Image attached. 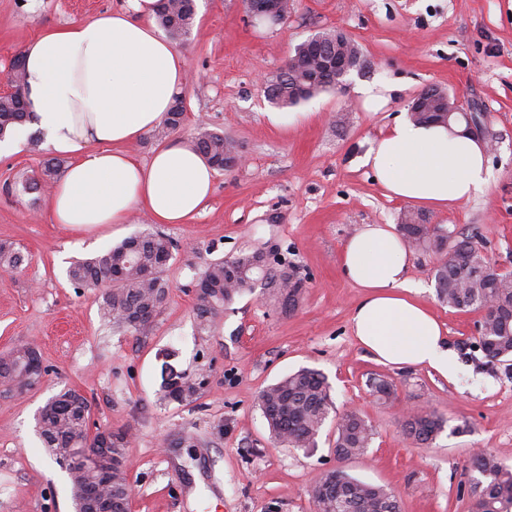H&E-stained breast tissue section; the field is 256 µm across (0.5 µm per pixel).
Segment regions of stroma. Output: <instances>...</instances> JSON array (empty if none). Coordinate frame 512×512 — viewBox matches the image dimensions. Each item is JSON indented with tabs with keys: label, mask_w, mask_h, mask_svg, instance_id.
<instances>
[{
	"label": "stroma",
	"mask_w": 512,
	"mask_h": 512,
	"mask_svg": "<svg viewBox=\"0 0 512 512\" xmlns=\"http://www.w3.org/2000/svg\"><path fill=\"white\" fill-rule=\"evenodd\" d=\"M177 130L154 129L134 146L139 160L200 127L225 133L247 157L216 171L206 210L186 224L162 225L175 243L163 273L168 303L141 335L105 323L100 290L74 287L67 270L124 238L153 229L133 212L128 223L76 228L52 223L51 152L26 142L0 156V240L20 248L18 270L0 272V353L37 350L48 371L20 392L0 385V512H73L67 470L44 447L36 426L45 403L73 389L91 406V429L130 437V512H313L308 489L340 469L397 496L401 512H467L470 459L485 450L512 468V372L486 366L475 351L481 314L442 303L435 289L439 254L412 251L408 275L418 298L443 323L455 370L377 362L352 333L363 291L340 273L346 240L366 224H400L410 203L391 197L361 163L381 133L408 115L413 98L435 86L484 115L493 147L482 192L427 223L476 234L495 267L512 273V0H293L286 23L248 22L243 0H195ZM127 0H0V81L15 55L47 28L126 7ZM342 30L360 49L341 86L294 107L275 108L256 83L279 71L310 36ZM374 88L379 103L364 90ZM41 182L25 193V179ZM263 253L272 267L306 284L294 311L255 286L198 333L194 285L217 259ZM321 371L336 412L315 448L278 445L259 408L264 389L299 368ZM202 377L193 402L160 401L169 373ZM395 391L385 402L371 378ZM446 419L429 445L403 433V408ZM358 411L373 438L364 455L338 459L339 414Z\"/></svg>",
	"instance_id": "obj_1"
}]
</instances>
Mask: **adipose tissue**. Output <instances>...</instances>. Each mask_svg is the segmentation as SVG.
I'll use <instances>...</instances> for the list:
<instances>
[{
  "mask_svg": "<svg viewBox=\"0 0 512 512\" xmlns=\"http://www.w3.org/2000/svg\"><path fill=\"white\" fill-rule=\"evenodd\" d=\"M41 33L24 48L25 95L51 152L72 158L53 185L56 224H123L136 208L157 224L204 211L215 170L193 144L175 140L139 161L129 145L159 126L184 84L181 53L155 26L157 0ZM406 202L457 204L487 183L485 150L459 125L399 119L362 160ZM410 253L390 224H367L345 243L341 273L364 291L351 317L362 347L385 364L447 374L448 341L408 277Z\"/></svg>",
  "mask_w": 512,
  "mask_h": 512,
  "instance_id": "ef3b65f1",
  "label": "adipose tissue"
}]
</instances>
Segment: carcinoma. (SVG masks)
I'll return each mask as SVG.
<instances>
[{
  "label": "carcinoma",
  "instance_id": "1",
  "mask_svg": "<svg viewBox=\"0 0 512 512\" xmlns=\"http://www.w3.org/2000/svg\"><path fill=\"white\" fill-rule=\"evenodd\" d=\"M156 18L160 27L173 40L187 35L195 19L194 0H158ZM294 65L282 68L270 80L268 93L286 98L297 81L318 63L307 60L303 45L291 54ZM15 93L0 99V140L15 127L30 120L24 90V62L14 59ZM443 91L429 87L418 94L423 112L410 115L417 123L430 122L433 103ZM195 145L217 170H225L233 161L234 145L224 133L202 128ZM398 231L414 246L442 253L448 252L434 273L438 299L449 307L463 311H478L489 300H496L499 315L479 332L476 348L485 364L494 365L512 357V285L506 275L497 272L483 255L472 237L448 240L444 229L425 224L419 214H409L398 225ZM173 242L159 232H142L126 238L120 244L88 259L72 264L69 280L78 286L97 287L109 284L102 294L100 313L117 328L140 333L146 330L167 303L168 288L162 278L172 258ZM481 260L486 268L482 276H472L473 262ZM257 252H242L230 260L218 259L208 264L196 284L195 317L200 329L207 330L215 319L243 292L254 288V271L260 268ZM22 255L14 243L0 241V268L15 270ZM285 275L268 270L262 276L264 286L272 289L281 308L290 311L303 294L304 284L282 289ZM40 363L36 350L30 346L14 348L0 355V384L13 385L16 376ZM199 383L182 377V386L164 384L163 398L168 403H190L197 394ZM260 409L275 440L294 448H313L316 438L333 410L331 386L317 370L303 368L268 386L260 396ZM91 407L83 395L66 390L50 398L42 408L37 422L38 433L45 445L65 465L71 480L90 478L94 461L85 465L79 475L72 466L68 449L89 448L94 438L88 432ZM446 420L437 411L426 412L404 421L406 436L418 444H431L443 431ZM372 440V429L365 418L349 412L341 417L336 431V452L346 459L365 453ZM475 477L472 485L478 489L482 512H512V469L504 466L491 453L473 455L470 463ZM314 512H336V502L347 500L357 512H400L396 497L388 489L356 479L342 470L321 473L310 486Z\"/></svg>",
  "mask_w": 512,
  "mask_h": 512
}]
</instances>
